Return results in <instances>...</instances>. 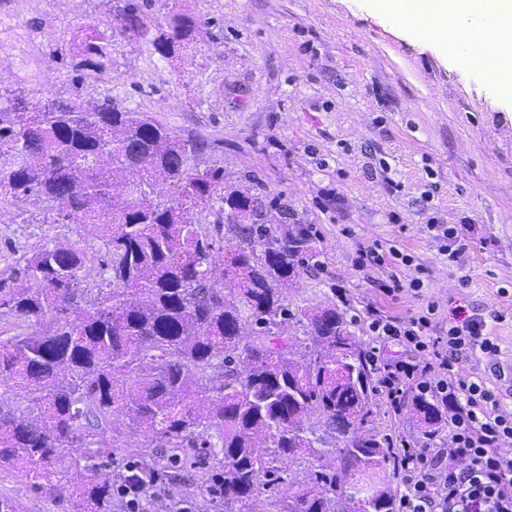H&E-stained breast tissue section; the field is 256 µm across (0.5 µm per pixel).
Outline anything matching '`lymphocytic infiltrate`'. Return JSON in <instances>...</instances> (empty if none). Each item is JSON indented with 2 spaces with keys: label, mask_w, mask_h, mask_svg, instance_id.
Returning a JSON list of instances; mask_svg holds the SVG:
<instances>
[{
  "label": "lymphocytic infiltrate",
  "mask_w": 512,
  "mask_h": 512,
  "mask_svg": "<svg viewBox=\"0 0 512 512\" xmlns=\"http://www.w3.org/2000/svg\"><path fill=\"white\" fill-rule=\"evenodd\" d=\"M483 317L449 322L434 336L435 307L406 317L371 313L368 328L376 343L395 339L420 352L421 360L380 367L381 395L394 410L409 393L428 394L448 404L447 447L402 441L394 454L403 491L397 512H512V410H504L479 376L463 378L459 361L480 353L495 356L498 345L485 333Z\"/></svg>",
  "instance_id": "obj_1"
}]
</instances>
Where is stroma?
<instances>
[{
  "label": "stroma",
  "mask_w": 512,
  "mask_h": 512,
  "mask_svg": "<svg viewBox=\"0 0 512 512\" xmlns=\"http://www.w3.org/2000/svg\"><path fill=\"white\" fill-rule=\"evenodd\" d=\"M114 0H0V96L40 90L49 99L117 101L186 140L202 141L194 168L220 167L224 189L251 190L287 206L292 224L317 230L319 265L289 290L291 307L346 300L408 317L435 304L439 327L456 312L480 314L493 359L460 362L512 409V102L500 99L436 44L392 24L377 0H179L200 25L195 51L152 59L136 37L115 40L110 78L75 85L78 31H107ZM41 202H0V273L47 241L78 243L97 274L100 240L72 223L44 222ZM469 226L470 246L449 259L436 227ZM411 255L357 267L373 245ZM420 292L383 295L390 276ZM208 451L186 449L159 475L140 512H215L196 489L212 472ZM81 473L61 455L51 481L31 484L0 466V498L21 512H79Z\"/></svg>",
  "instance_id": "stroma-1"
}]
</instances>
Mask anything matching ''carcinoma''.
<instances>
[{
	"label": "carcinoma",
	"instance_id": "cac0c4a2",
	"mask_svg": "<svg viewBox=\"0 0 512 512\" xmlns=\"http://www.w3.org/2000/svg\"><path fill=\"white\" fill-rule=\"evenodd\" d=\"M196 30L173 9L155 25L130 2L110 33L84 28L80 67L106 74L117 37L178 56L194 48ZM204 149L110 101L96 108L34 94L0 109V190L16 203H48L105 247L94 288L81 276L84 251L60 242L0 274V320L22 329L0 337V391L15 394L0 397V463L21 466L37 484L66 452L87 475L77 489L83 512H112V480L99 473L94 449L123 447L120 416L142 433V447L165 448L173 460L186 448L212 449L221 472L202 492L218 491L224 512H252L262 494L275 512H395L393 438L377 430L348 437L379 414L357 317L334 304L293 311L284 296L318 265L316 232L252 221L250 195L219 193L222 168L181 167ZM134 155L171 196L114 201ZM214 202L238 218L228 249L194 217ZM217 263L231 288L208 278ZM407 403L426 434L445 424L440 399L416 394ZM329 437L343 446L327 447ZM286 461L307 463L311 477L282 496Z\"/></svg>",
	"mask_w": 512,
	"mask_h": 512
}]
</instances>
